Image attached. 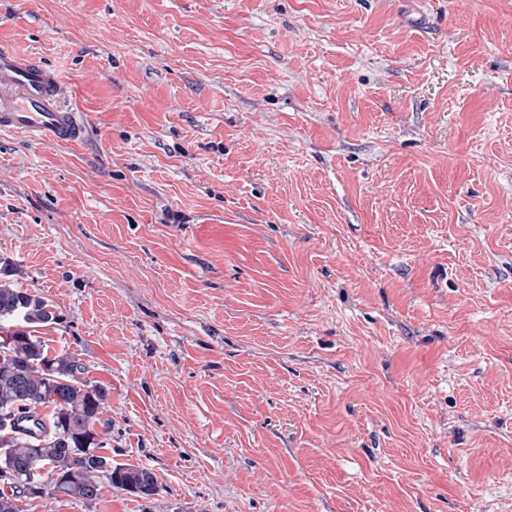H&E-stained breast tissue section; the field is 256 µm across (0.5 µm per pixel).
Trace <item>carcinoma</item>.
<instances>
[{
	"label": "carcinoma",
	"mask_w": 512,
	"mask_h": 512,
	"mask_svg": "<svg viewBox=\"0 0 512 512\" xmlns=\"http://www.w3.org/2000/svg\"><path fill=\"white\" fill-rule=\"evenodd\" d=\"M58 316L38 293L0 280V474L19 481L0 493V512H22L20 497L62 495L95 503L102 480L139 498L158 494L155 474L135 464H112L102 453L109 426L101 419L107 386L81 377L72 353L49 354L33 336ZM53 407L49 419L37 408Z\"/></svg>",
	"instance_id": "cac0c4a2"
}]
</instances>
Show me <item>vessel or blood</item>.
<instances>
[{
	"label": "vessel or blood",
	"instance_id": "obj_1",
	"mask_svg": "<svg viewBox=\"0 0 512 512\" xmlns=\"http://www.w3.org/2000/svg\"><path fill=\"white\" fill-rule=\"evenodd\" d=\"M0 130H20L44 143H74L86 125L81 112L67 104L57 71L1 47Z\"/></svg>",
	"mask_w": 512,
	"mask_h": 512
}]
</instances>
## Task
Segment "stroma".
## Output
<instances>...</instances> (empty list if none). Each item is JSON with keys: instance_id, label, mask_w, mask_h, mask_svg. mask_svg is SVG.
Here are the masks:
<instances>
[{"instance_id": "stroma-1", "label": "stroma", "mask_w": 512, "mask_h": 512, "mask_svg": "<svg viewBox=\"0 0 512 512\" xmlns=\"http://www.w3.org/2000/svg\"><path fill=\"white\" fill-rule=\"evenodd\" d=\"M75 144L0 131V277L142 499L512 512V0H0Z\"/></svg>"}]
</instances>
